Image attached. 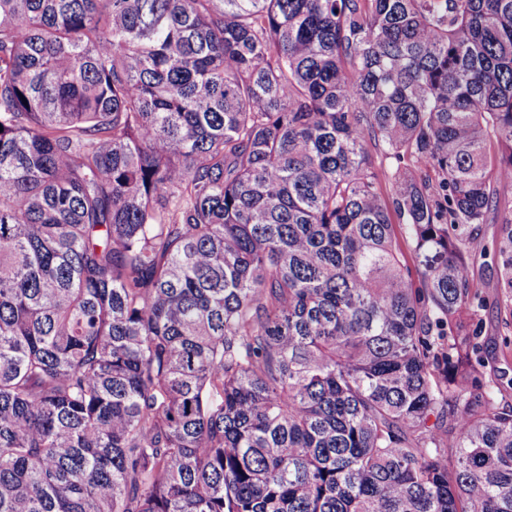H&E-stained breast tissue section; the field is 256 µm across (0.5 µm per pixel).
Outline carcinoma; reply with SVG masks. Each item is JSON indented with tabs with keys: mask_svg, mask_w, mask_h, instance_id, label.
Wrapping results in <instances>:
<instances>
[{
	"mask_svg": "<svg viewBox=\"0 0 512 512\" xmlns=\"http://www.w3.org/2000/svg\"><path fill=\"white\" fill-rule=\"evenodd\" d=\"M498 184L512 0H0V512H512ZM500 203L498 207L491 209L487 216L486 224H481L475 248L477 251V263L475 265V276L480 288H483L488 297V306L481 312L483 321V336L491 343L502 344L504 331L498 326L495 308L490 305L495 294L496 271L491 257L485 258L479 256V252L484 245H490L496 231L497 225L501 224L503 215L508 210H512V186H504L499 189Z\"/></svg>",
	"mask_w": 512,
	"mask_h": 512,
	"instance_id": "1",
	"label": "carcinoma"
}]
</instances>
